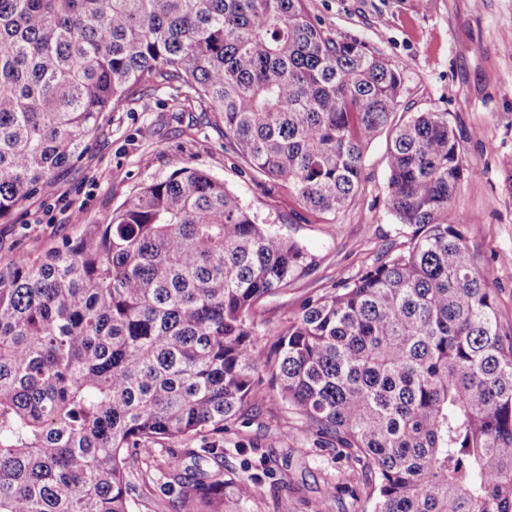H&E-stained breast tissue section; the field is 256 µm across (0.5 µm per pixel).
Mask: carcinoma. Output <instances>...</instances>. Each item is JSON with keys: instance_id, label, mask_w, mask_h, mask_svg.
<instances>
[{"instance_id": "1", "label": "carcinoma", "mask_w": 512, "mask_h": 512, "mask_svg": "<svg viewBox=\"0 0 512 512\" xmlns=\"http://www.w3.org/2000/svg\"><path fill=\"white\" fill-rule=\"evenodd\" d=\"M211 104L251 170L324 220L391 127L386 205L413 232L303 301L259 349L257 305L309 266L207 173L143 186L108 224L0 261V512H131L142 446L222 434L263 371L378 477L372 512H512V336L448 207L444 112L391 117L401 76L305 0H0V219L88 149L134 87ZM167 490L193 482L167 448Z\"/></svg>"}]
</instances>
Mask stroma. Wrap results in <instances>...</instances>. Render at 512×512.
<instances>
[{"label":"stroma","instance_id":"35a3bbf8","mask_svg":"<svg viewBox=\"0 0 512 512\" xmlns=\"http://www.w3.org/2000/svg\"><path fill=\"white\" fill-rule=\"evenodd\" d=\"M313 20L337 38H355L400 73L402 91L392 120L444 112L461 146L466 176L448 210L465 216L475 263L494 293L503 331L512 330V0H306ZM389 132L363 153L359 199L324 223L287 189L249 171L216 127L207 104L187 87H150L129 94L109 112L87 152L27 202L0 220V258L40 253L76 236L74 214L106 224L140 187L190 167L223 181L259 223L294 240L308 270L258 306L257 344L270 350L275 332L304 299L337 281L356 278L384 252L406 249L408 226L386 206ZM149 480L137 482L132 512H370L371 477L353 468L344 449L329 448L303 419L271 398L224 432V455L184 456L187 474L221 476L212 502L182 503L163 491L160 444L150 447ZM251 478L255 493L239 498Z\"/></svg>","mask_w":512,"mask_h":512}]
</instances>
